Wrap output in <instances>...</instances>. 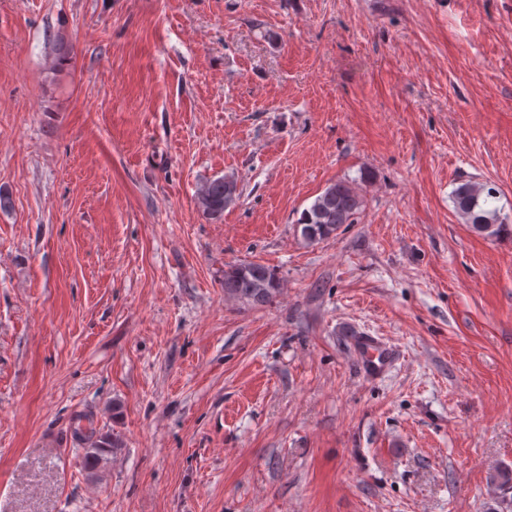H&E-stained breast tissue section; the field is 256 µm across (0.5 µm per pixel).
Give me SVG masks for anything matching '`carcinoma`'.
<instances>
[{"instance_id":"obj_1","label":"carcinoma","mask_w":512,"mask_h":512,"mask_svg":"<svg viewBox=\"0 0 512 512\" xmlns=\"http://www.w3.org/2000/svg\"><path fill=\"white\" fill-rule=\"evenodd\" d=\"M240 192L237 179L224 175L206 182L197 195V205L203 214L219 219L224 210L235 203ZM494 188L472 180H464L453 190L457 212L474 229L489 237L507 232V224L492 207ZM363 206V198L349 182L338 180L325 188L299 221L303 238L318 242L335 234L345 224H353ZM280 290V281L273 269L257 262L233 264L224 270V295L252 305H263Z\"/></svg>"}]
</instances>
